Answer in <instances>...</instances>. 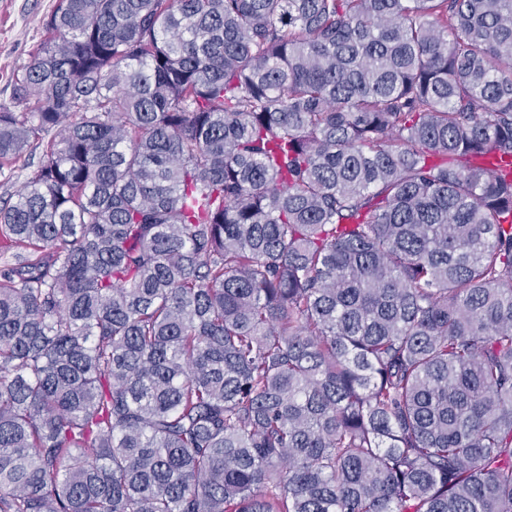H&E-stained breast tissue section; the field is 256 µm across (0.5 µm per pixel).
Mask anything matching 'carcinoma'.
I'll return each instance as SVG.
<instances>
[{
  "mask_svg": "<svg viewBox=\"0 0 512 512\" xmlns=\"http://www.w3.org/2000/svg\"><path fill=\"white\" fill-rule=\"evenodd\" d=\"M0 111V512H512V0H57ZM40 161V151L30 152L19 160L12 170H4L5 174H0V199L8 198L16 189H18L28 178Z\"/></svg>",
  "mask_w": 512,
  "mask_h": 512,
  "instance_id": "obj_1",
  "label": "carcinoma"
}]
</instances>
